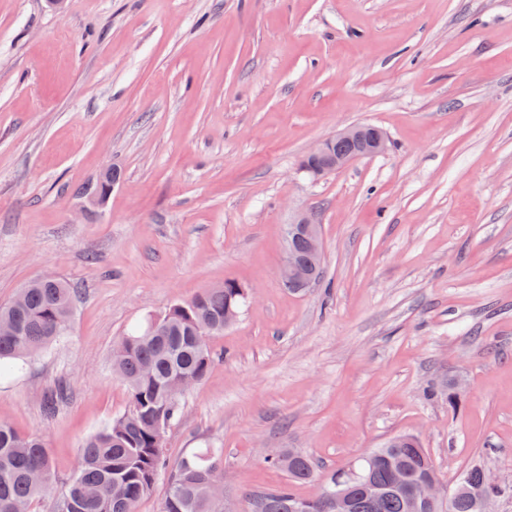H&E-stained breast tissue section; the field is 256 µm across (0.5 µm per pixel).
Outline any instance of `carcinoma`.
<instances>
[{
    "label": "carcinoma",
    "instance_id": "cac0c4a2",
    "mask_svg": "<svg viewBox=\"0 0 512 512\" xmlns=\"http://www.w3.org/2000/svg\"><path fill=\"white\" fill-rule=\"evenodd\" d=\"M17 304L0 306V321L15 324V333L0 334V377L15 374L26 359L40 354L65 336L74 312L76 290L60 280L47 288L21 289ZM246 301L235 282L222 290L207 289L191 301L171 306L163 314L159 336L145 335L146 326L127 334L112 355L114 371L127 384L131 402L127 415L112 420L86 438L79 448L76 472L64 489L53 494L54 469L41 438L23 435L0 423V512H34L39 500H52L51 512H135L150 494L161 473L168 474V492L160 512H223L222 499L209 494L208 484L223 475V453L201 448L171 465L158 443L155 423H172L182 413V374L193 372L203 380L215 356L207 336L196 333L204 323L224 332V313ZM266 463L282 469L288 482L256 493V512H295L302 501L292 484L315 477V464L302 452L285 449ZM360 472L351 483L347 512H413L419 483L438 477L420 440L409 434L397 445L384 443L357 461L339 469ZM466 487L453 489L450 505L421 512H473L472 492L501 498L512 487L485 482L476 466L465 470Z\"/></svg>",
    "mask_w": 512,
    "mask_h": 512
}]
</instances>
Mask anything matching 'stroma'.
Returning <instances> with one entry per match:
<instances>
[{"label": "stroma", "mask_w": 512, "mask_h": 512, "mask_svg": "<svg viewBox=\"0 0 512 512\" xmlns=\"http://www.w3.org/2000/svg\"><path fill=\"white\" fill-rule=\"evenodd\" d=\"M355 124L388 151L300 173ZM304 209L322 276L294 293ZM44 275L77 290L68 334L0 380V422L56 490L129 408L122 337L227 281L246 305L163 447L222 450L224 512L286 483L269 449L323 477L404 433L445 486H512V0H0V304ZM298 236H302L306 240L302 238L296 240L293 247L294 240ZM285 240L286 258L280 269L281 282L300 288H309L312 284V275L322 266L323 255L321 228L313 213L308 211L297 213L286 227ZM307 244L309 257L307 264H303L296 255L301 260H305L308 254ZM292 285L285 284L290 290L302 291Z\"/></svg>", "instance_id": "1"}]
</instances>
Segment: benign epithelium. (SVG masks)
I'll list each match as a JSON object with an SVG mask.
<instances>
[{
	"instance_id": "1",
	"label": "benign epithelium",
	"mask_w": 512,
	"mask_h": 512,
	"mask_svg": "<svg viewBox=\"0 0 512 512\" xmlns=\"http://www.w3.org/2000/svg\"><path fill=\"white\" fill-rule=\"evenodd\" d=\"M350 142L357 145L353 152L332 153L333 144ZM388 149V140L382 132L372 130L366 125H352L337 132L333 137L318 144L306 154V157L316 161L314 165L302 166V171L314 179L323 178L339 171L360 157L383 154ZM306 239L309 247L308 262L303 264L296 257L293 243L296 237ZM286 258L280 269V279L288 284L300 288H307L312 284V275L322 266V235L321 228L313 213L301 211L297 213L285 231ZM356 472L352 471L346 476L336 477V504L343 508L349 498V485L354 480ZM417 499L430 501L433 499L447 500V492L443 486L434 482L419 486Z\"/></svg>"
}]
</instances>
